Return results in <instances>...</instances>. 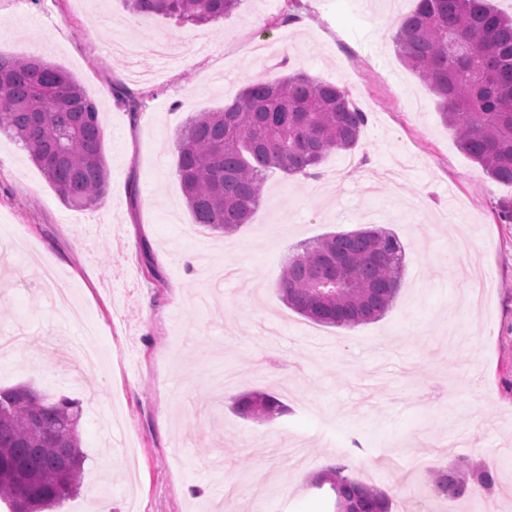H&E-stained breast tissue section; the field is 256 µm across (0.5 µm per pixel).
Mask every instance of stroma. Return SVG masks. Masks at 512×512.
Instances as JSON below:
<instances>
[{"instance_id": "35a3bbf8", "label": "stroma", "mask_w": 512, "mask_h": 512, "mask_svg": "<svg viewBox=\"0 0 512 512\" xmlns=\"http://www.w3.org/2000/svg\"><path fill=\"white\" fill-rule=\"evenodd\" d=\"M416 0H241L213 24L140 21L123 0H0V53L75 76L100 110L104 201L63 204L27 152L0 133V387L28 384L82 406L85 476L54 512H335L326 470L386 492L391 512H512V185L458 147L438 98L397 55ZM301 71L343 87L367 116L354 149L319 178L270 174L248 224L195 227L174 142L198 112L248 82ZM141 97L130 113L117 88ZM380 227L405 247L401 288L375 322L320 326L277 285L296 248ZM35 246L88 306L96 368L61 357L83 323L40 288ZM261 391L285 413L233 411ZM428 467L493 466L489 494L445 497Z\"/></svg>"}]
</instances>
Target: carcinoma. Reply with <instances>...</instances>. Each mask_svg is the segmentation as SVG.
<instances>
[{
  "mask_svg": "<svg viewBox=\"0 0 512 512\" xmlns=\"http://www.w3.org/2000/svg\"><path fill=\"white\" fill-rule=\"evenodd\" d=\"M240 0H125L143 19L216 23ZM401 60L430 85L459 148L489 179L512 185V17L492 0H417L398 21ZM365 113L341 87L303 72L258 80L221 110L200 112L176 140L177 171L194 222L231 233L248 223L266 174L317 178L327 154L353 149ZM0 133L18 142L68 206L98 204L107 168L97 104L62 67L36 56L0 54ZM405 250L395 233L361 228L329 233L288 259L278 290L283 302L322 326L351 328L381 318L401 285ZM236 412L265 422L284 411L272 394L250 392ZM82 408L29 385L0 388V498L10 512H48L81 485ZM329 484L336 512H390L389 496L337 466ZM443 495L486 492L494 470L454 467L430 473Z\"/></svg>",
  "mask_w": 512,
  "mask_h": 512,
  "instance_id": "cac0c4a2",
  "label": "carcinoma"
}]
</instances>
